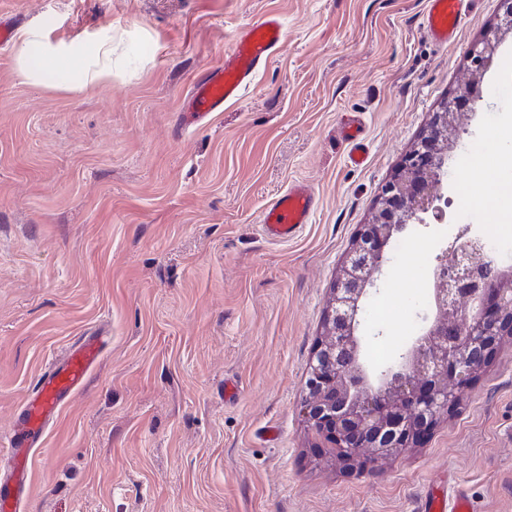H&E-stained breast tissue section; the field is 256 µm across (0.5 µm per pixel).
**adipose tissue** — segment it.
I'll use <instances>...</instances> for the list:
<instances>
[{"instance_id": "ef3b65f1", "label": "adipose tissue", "mask_w": 512, "mask_h": 512, "mask_svg": "<svg viewBox=\"0 0 512 512\" xmlns=\"http://www.w3.org/2000/svg\"><path fill=\"white\" fill-rule=\"evenodd\" d=\"M111 55L112 45L107 41H77L64 50L53 51L34 33L25 32L19 38L17 63L30 81L82 90L111 76L112 69L105 64Z\"/></svg>"}]
</instances>
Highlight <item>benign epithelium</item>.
<instances>
[{
	"label": "benign epithelium",
	"instance_id": "obj_1",
	"mask_svg": "<svg viewBox=\"0 0 512 512\" xmlns=\"http://www.w3.org/2000/svg\"><path fill=\"white\" fill-rule=\"evenodd\" d=\"M512 35V0H498L497 25L472 47L469 79L429 114L426 128L381 186L372 219L360 226L340 266L323 332L309 360L303 413L336 458L362 451L379 466L414 447L447 411L494 351L512 334V267L500 265L481 235L453 243L433 268V320L399 360L372 370L356 335L361 299L382 270L384 253L407 224L434 209L453 145L448 131L470 120L492 58Z\"/></svg>",
	"mask_w": 512,
	"mask_h": 512
}]
</instances>
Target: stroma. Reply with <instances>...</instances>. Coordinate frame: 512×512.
Instances as JSON below:
<instances>
[{"label":"stroma","instance_id":"1","mask_svg":"<svg viewBox=\"0 0 512 512\" xmlns=\"http://www.w3.org/2000/svg\"><path fill=\"white\" fill-rule=\"evenodd\" d=\"M425 0H0L51 45L111 37L112 75L88 90L36 85L0 49V436L47 360L111 336L35 464L26 512H421L450 479L480 512H512V335L422 443L371 467L337 460L306 427L309 358L342 259L381 185L468 78L496 22L470 0L455 42L423 30ZM279 12L287 37L239 102L186 131L179 103L238 30ZM358 115L368 159L340 134ZM512 110L485 96L442 180L441 223L386 252L357 334L371 367L396 361L430 314L417 287L459 231L469 141ZM495 156L473 207L483 233L512 212ZM309 182L319 206L295 239L258 225Z\"/></svg>","mask_w":512,"mask_h":512}]
</instances>
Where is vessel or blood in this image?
I'll list each match as a JSON object with an SVG mask.
<instances>
[{"label":"vessel or blood","mask_w":512,"mask_h":512,"mask_svg":"<svg viewBox=\"0 0 512 512\" xmlns=\"http://www.w3.org/2000/svg\"><path fill=\"white\" fill-rule=\"evenodd\" d=\"M469 0H426L423 28L435 43L455 40L464 21ZM286 36L280 13L270 11L240 28L223 64L194 79L181 110L187 125L205 121L225 104L239 101L255 73L274 57ZM349 144L348 160L360 166L367 160V145L360 124L344 128ZM319 205L312 187L294 181L278 192L265 207L261 228L274 242H285L309 223ZM109 340L85 335L69 343L62 355L49 360L33 391L26 395L15 416L13 432L0 447V512H24L32 492L35 457L48 429L55 425L69 400L87 383ZM430 512H478L476 503L463 486L445 493H429Z\"/></svg>","instance_id":"obj_1"}]
</instances>
